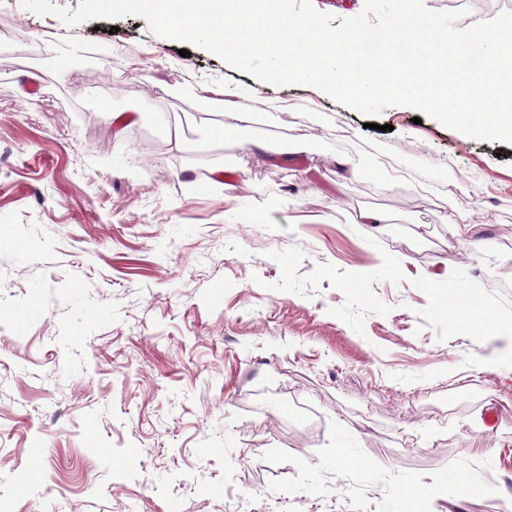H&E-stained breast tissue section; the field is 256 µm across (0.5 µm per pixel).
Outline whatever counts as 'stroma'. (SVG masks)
<instances>
[{
  "instance_id": "obj_1",
  "label": "stroma",
  "mask_w": 512,
  "mask_h": 512,
  "mask_svg": "<svg viewBox=\"0 0 512 512\" xmlns=\"http://www.w3.org/2000/svg\"><path fill=\"white\" fill-rule=\"evenodd\" d=\"M180 48L0 0V512H512V144ZM247 89L241 84L224 83L216 94L224 97V106L231 108L232 112L225 113V119L222 121L219 130L225 134L228 130L242 137L245 145H252L254 148L265 153H277L278 145L270 139L251 143L249 132L253 120V113L242 107L241 100L246 96Z\"/></svg>"
}]
</instances>
